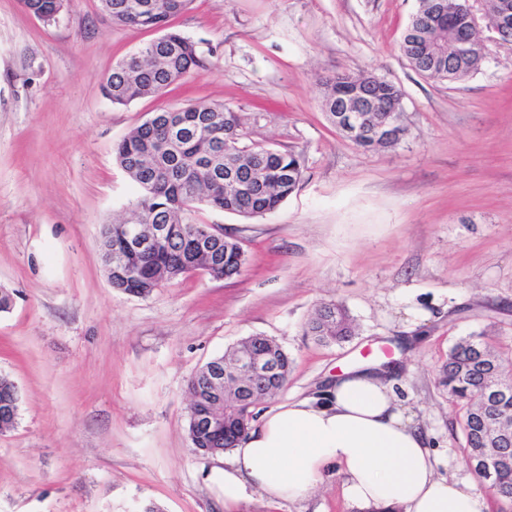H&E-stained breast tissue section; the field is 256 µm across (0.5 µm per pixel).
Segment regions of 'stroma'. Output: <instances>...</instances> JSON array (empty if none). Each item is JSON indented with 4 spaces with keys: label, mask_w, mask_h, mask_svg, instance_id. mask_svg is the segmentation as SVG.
<instances>
[{
    "label": "stroma",
    "mask_w": 512,
    "mask_h": 512,
    "mask_svg": "<svg viewBox=\"0 0 512 512\" xmlns=\"http://www.w3.org/2000/svg\"><path fill=\"white\" fill-rule=\"evenodd\" d=\"M419 0H192L173 30L202 68L127 105L101 85L157 31L113 24L99 0L58 21L0 0V376L16 386L0 432V512H224L223 458L187 437L191 375L242 339L288 353V384L264 412L316 393L346 364L388 354L398 393L438 446L439 475L472 482L458 408L436 381L449 348L486 332L512 349V45L481 28L478 71L449 82L400 54ZM375 73L403 92L406 134L367 151L328 121L321 84ZM221 102L246 143L301 155L303 178L256 219L201 208L247 261L138 297L112 288L101 224L136 185L114 148L154 112ZM344 305L357 331L323 345L316 307ZM238 512H367L335 470L310 499Z\"/></svg>",
    "instance_id": "obj_1"
}]
</instances>
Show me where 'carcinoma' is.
<instances>
[{
    "label": "carcinoma",
    "instance_id": "cac0c4a2",
    "mask_svg": "<svg viewBox=\"0 0 512 512\" xmlns=\"http://www.w3.org/2000/svg\"><path fill=\"white\" fill-rule=\"evenodd\" d=\"M192 0H110L112 22L164 34L146 44L138 53L112 67L103 93L112 103L125 105L156 95L185 74L201 66L196 45L182 34L168 29L169 19L188 8ZM451 35L473 45L472 56L482 55L465 22H458ZM400 52L409 65L426 77L447 79L440 70L423 68L426 48L413 49L407 38L400 41ZM339 74L322 84L323 108L336 122L334 94ZM370 95L390 104L402 95L392 82L370 90ZM170 119L165 128L148 119L115 147L119 166L137 186L139 194L130 216L101 229L102 251L112 250V287L136 296H148L167 281L205 268L208 260L193 251L196 225L185 223V215L201 206L237 214L245 218L273 213L296 190L302 177L301 157L259 145H243V130L236 112L222 103L188 105L180 112L162 110ZM235 166L241 180L252 185L249 196L230 183L212 181L224 169ZM127 224H166V237L152 246L149 259L128 254L118 245ZM219 243L221 266L209 271L218 277L224 270H238L246 263L238 243L214 228ZM311 335L325 344L341 343L353 336L352 319L345 307L336 303L321 305L308 323ZM512 352H503L485 340V334L460 339L448 351L439 369V383L448 389L462 410L461 427L464 457L486 454L494 457L490 472H473L475 478L492 490L499 512L512 510V438L496 444L486 439L484 416L491 415L512 427ZM257 401L233 400L224 411L222 433L195 432L187 428L191 448H210L224 442L237 445L254 420ZM18 415L15 384L0 378V430L14 426Z\"/></svg>",
    "mask_w": 512,
    "mask_h": 512
}]
</instances>
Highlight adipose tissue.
Here are the masks:
<instances>
[{
	"label": "adipose tissue",
	"mask_w": 512,
	"mask_h": 512,
	"mask_svg": "<svg viewBox=\"0 0 512 512\" xmlns=\"http://www.w3.org/2000/svg\"><path fill=\"white\" fill-rule=\"evenodd\" d=\"M435 466L429 435L391 372L358 366L251 425L224 461V508L235 512L257 496L273 505L304 501L333 468L350 502L379 512H488L483 492Z\"/></svg>",
	"instance_id": "adipose-tissue-1"
}]
</instances>
